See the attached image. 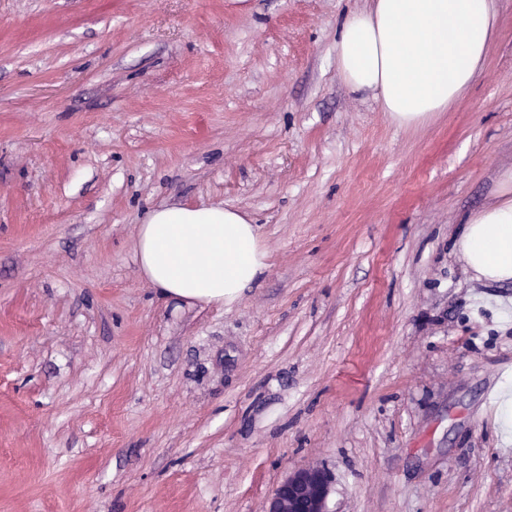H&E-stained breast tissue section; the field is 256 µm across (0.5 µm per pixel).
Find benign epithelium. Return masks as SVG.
<instances>
[{
    "label": "benign epithelium",
    "instance_id": "1",
    "mask_svg": "<svg viewBox=\"0 0 512 512\" xmlns=\"http://www.w3.org/2000/svg\"><path fill=\"white\" fill-rule=\"evenodd\" d=\"M331 476L317 465L298 467L288 473L269 498L265 512H329Z\"/></svg>",
    "mask_w": 512,
    "mask_h": 512
}]
</instances>
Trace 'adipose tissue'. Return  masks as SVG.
<instances>
[{"label": "adipose tissue", "mask_w": 512, "mask_h": 512, "mask_svg": "<svg viewBox=\"0 0 512 512\" xmlns=\"http://www.w3.org/2000/svg\"><path fill=\"white\" fill-rule=\"evenodd\" d=\"M497 19V0H370L342 22L336 65L352 90L372 92L395 123L417 126L464 97ZM455 248L477 278L512 280V171L496 201L469 216ZM135 259L162 298L214 306L237 301L268 266L257 225L221 206L151 210Z\"/></svg>", "instance_id": "ef3b65f1"}]
</instances>
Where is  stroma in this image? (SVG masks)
<instances>
[{
    "label": "stroma",
    "instance_id": "stroma-1",
    "mask_svg": "<svg viewBox=\"0 0 512 512\" xmlns=\"http://www.w3.org/2000/svg\"><path fill=\"white\" fill-rule=\"evenodd\" d=\"M367 0H0V512H512V283L453 242L512 170V0L450 111L336 66ZM259 227L232 305L161 299L165 205ZM331 476L317 465L298 467L288 473L269 498L265 512H329Z\"/></svg>",
    "mask_w": 512,
    "mask_h": 512
}]
</instances>
